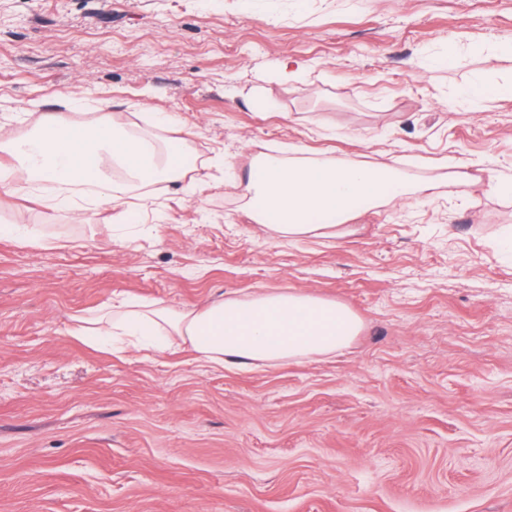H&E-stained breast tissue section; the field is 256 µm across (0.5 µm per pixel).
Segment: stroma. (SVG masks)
I'll use <instances>...</instances> for the list:
<instances>
[{"label": "stroma", "instance_id": "35a3bbf8", "mask_svg": "<svg viewBox=\"0 0 512 512\" xmlns=\"http://www.w3.org/2000/svg\"><path fill=\"white\" fill-rule=\"evenodd\" d=\"M512 0H0V142L66 95L177 117L182 183L88 222L0 205V512H512ZM496 54L487 64L488 54ZM309 73L282 81L283 59ZM416 188L340 237L251 220L256 154ZM202 178L200 195L183 182ZM302 288L364 327L327 360L200 365L70 329L122 294L204 307ZM465 95L472 102L479 104L491 96H512V85L489 84L484 81H476L465 89Z\"/></svg>", "mask_w": 512, "mask_h": 512}]
</instances>
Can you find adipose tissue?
Instances as JSON below:
<instances>
[{"label": "adipose tissue", "instance_id": "1", "mask_svg": "<svg viewBox=\"0 0 512 512\" xmlns=\"http://www.w3.org/2000/svg\"><path fill=\"white\" fill-rule=\"evenodd\" d=\"M0 151L12 158L0 166V193L13 195L18 184H26L78 222L101 207L125 204L143 186L179 178L174 153L163 152L150 134L128 131L108 112L86 124L67 113L46 115L35 135L1 142ZM107 162L124 171L123 180L105 175ZM261 165L262 179L244 187L251 217L288 239L341 236L356 201L373 207L413 193L388 166L270 156ZM362 328L348 305L289 288L246 300L228 297L203 308H151L117 298L73 334L101 344L147 345L158 353L176 342L188 346L198 362L245 369L336 355Z\"/></svg>", "mask_w": 512, "mask_h": 512}]
</instances>
